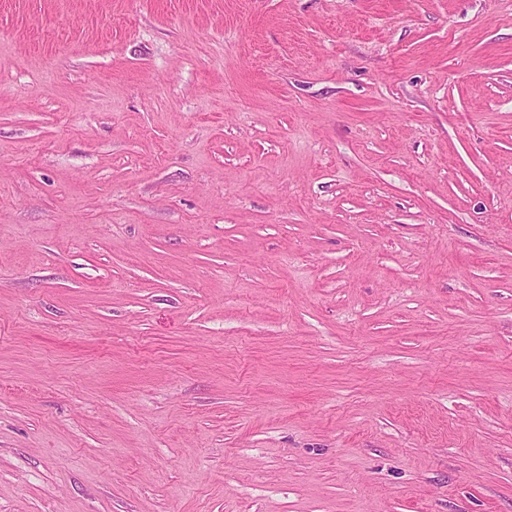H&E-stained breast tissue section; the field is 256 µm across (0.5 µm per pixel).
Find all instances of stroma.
Here are the masks:
<instances>
[{"label": "stroma", "instance_id": "35a3bbf8", "mask_svg": "<svg viewBox=\"0 0 512 512\" xmlns=\"http://www.w3.org/2000/svg\"><path fill=\"white\" fill-rule=\"evenodd\" d=\"M0 512H512V0H0Z\"/></svg>", "mask_w": 512, "mask_h": 512}]
</instances>
